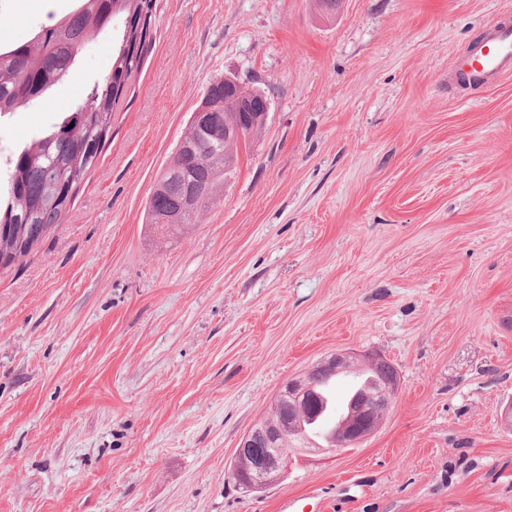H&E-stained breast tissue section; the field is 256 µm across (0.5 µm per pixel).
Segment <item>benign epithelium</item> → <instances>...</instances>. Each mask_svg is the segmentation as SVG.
<instances>
[{
	"label": "benign epithelium",
	"instance_id": "benign-epithelium-1",
	"mask_svg": "<svg viewBox=\"0 0 512 512\" xmlns=\"http://www.w3.org/2000/svg\"><path fill=\"white\" fill-rule=\"evenodd\" d=\"M268 109V100L263 96L247 102L241 109V120L236 127H229L213 119L211 112H193L189 123L201 128L203 133L199 138L183 136L176 146V152L183 156H192L199 162L206 161L219 153V149L224 145V137L242 136L243 127L248 123L252 111L261 110L266 116ZM202 203L197 186L194 182L188 181L178 208L171 213L158 216L157 223L171 232L182 226L187 217L195 214ZM351 359L352 356L348 353H333L317 363L315 368L339 370L349 364ZM367 360L371 367L383 370L392 381H386L380 390L354 400L348 418L339 428L336 440L333 441L336 451L354 448L369 438L382 422L379 406L389 405L394 397L397 384L396 369L381 355H370ZM285 395L294 402L291 416L272 418L248 431L236 448L232 476L237 485L247 491H261L281 479L288 466V457L284 455L281 442L288 438V435L299 433L303 429L304 419L311 415L317 406V395L308 378L304 376L288 379L278 390L274 400L277 401Z\"/></svg>",
	"mask_w": 512,
	"mask_h": 512
}]
</instances>
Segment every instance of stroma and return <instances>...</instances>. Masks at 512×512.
Listing matches in <instances>:
<instances>
[{
  "label": "stroma",
  "mask_w": 512,
  "mask_h": 512,
  "mask_svg": "<svg viewBox=\"0 0 512 512\" xmlns=\"http://www.w3.org/2000/svg\"><path fill=\"white\" fill-rule=\"evenodd\" d=\"M76 6L8 0L0 45ZM502 23L512 0H156L97 166L0 271V512H512V76L452 73ZM119 34L0 140L52 131ZM225 77L266 122L223 197L160 238L150 194ZM338 351L395 367L380 428L237 488L242 437Z\"/></svg>",
  "instance_id": "1"
}]
</instances>
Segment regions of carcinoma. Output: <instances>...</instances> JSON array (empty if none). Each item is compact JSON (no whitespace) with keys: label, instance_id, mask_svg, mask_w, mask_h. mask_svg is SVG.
<instances>
[{"label":"carcinoma","instance_id":"cac0c4a2","mask_svg":"<svg viewBox=\"0 0 512 512\" xmlns=\"http://www.w3.org/2000/svg\"><path fill=\"white\" fill-rule=\"evenodd\" d=\"M156 0H78L77 8L56 23L41 28L27 43L0 48V116L15 112L37 100L55 83L67 76L83 45L112 27L118 16L142 19L140 30L123 29L115 51L112 71L102 85L94 84L83 103L66 113L54 129L42 137L14 149L0 180L5 191L0 196V248L14 236L29 239L21 257H26L47 231L61 223L67 206L56 200L63 182L77 191L95 167L111 128L112 112L123 99L143 55L152 43L151 24ZM260 91H224V81L210 84L201 111L219 103L230 122L237 121L240 100L260 96ZM191 166L200 180L213 178L224 187L236 168L225 167L220 159L209 164L189 163L181 155L172 157L168 171L157 182L146 221L156 222L178 204L185 184L175 168Z\"/></svg>","mask_w":512,"mask_h":512}]
</instances>
